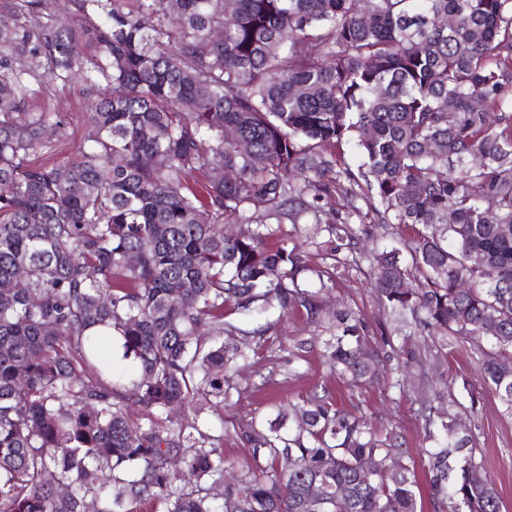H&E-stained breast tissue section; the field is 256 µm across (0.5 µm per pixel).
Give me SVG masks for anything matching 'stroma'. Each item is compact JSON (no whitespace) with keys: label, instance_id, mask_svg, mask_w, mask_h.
<instances>
[{"label":"stroma","instance_id":"1","mask_svg":"<svg viewBox=\"0 0 512 512\" xmlns=\"http://www.w3.org/2000/svg\"><path fill=\"white\" fill-rule=\"evenodd\" d=\"M30 104L35 111L56 113L62 123L61 132L47 137L42 158L64 163L76 156L88 117L79 83L33 84ZM323 301L330 313L345 306L360 311L371 332L379 331L377 303L362 274L351 273L347 280L325 290ZM269 321V330L257 340L256 355L236 377L242 394L232 396L228 407L220 412L174 408L170 412L174 422L208 427L212 434L221 436L225 459L238 463L247 456V446L237 433L239 427L273 417L288 401L325 392L338 406L365 414L378 428H398L410 452L425 447L423 410L437 374L431 365L415 368L411 383L402 391L386 390L381 383L356 387L338 378L323 358L326 329L307 324L298 313L273 315ZM442 372L460 401H468L470 391L478 392L474 410L463 414L462 419L477 435L484 473L497 487L501 512H512V418L503 414L499 399L483 389L471 343L454 344Z\"/></svg>","mask_w":512,"mask_h":512}]
</instances>
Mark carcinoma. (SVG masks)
<instances>
[{"label":"carcinoma","instance_id":"obj_1","mask_svg":"<svg viewBox=\"0 0 512 512\" xmlns=\"http://www.w3.org/2000/svg\"><path fill=\"white\" fill-rule=\"evenodd\" d=\"M174 2L0 10V512H418L400 433L326 394L239 429L249 459L221 495L223 435L166 413L224 402L250 356L224 306L317 324L355 270L390 351L346 307L324 346L336 375L367 384L384 362L403 389L420 359L394 337L415 324L439 365L473 340L512 416V0ZM49 75L79 77L89 114L64 165L36 161L56 122L28 92ZM376 228L399 246L359 247ZM109 328L137 364L127 386ZM432 394L433 512H501L468 407Z\"/></svg>","mask_w":512,"mask_h":512}]
</instances>
